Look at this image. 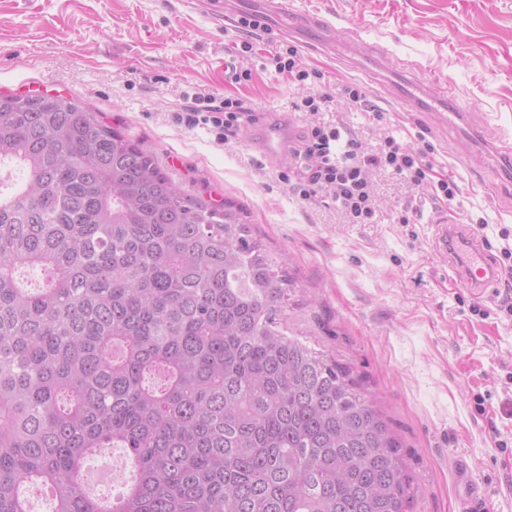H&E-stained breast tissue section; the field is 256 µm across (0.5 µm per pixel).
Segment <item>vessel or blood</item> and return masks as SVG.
<instances>
[{
    "label": "vessel or blood",
    "mask_w": 512,
    "mask_h": 512,
    "mask_svg": "<svg viewBox=\"0 0 512 512\" xmlns=\"http://www.w3.org/2000/svg\"><path fill=\"white\" fill-rule=\"evenodd\" d=\"M238 8L256 14L264 24L273 22L282 16L288 17L291 32L297 34L303 43H316L324 53L339 55L340 50L331 44L326 32V23L315 15L292 11L288 0H238ZM441 91L438 96H426L423 81L415 70L408 69L398 74L393 85L396 99L409 101L424 113H448L450 123L465 121L466 112L462 108H449V101L455 97V90L447 79L439 81ZM254 144L270 161L277 162L288 154L290 140L284 128L268 126L255 130L251 134ZM432 247L436 254L448 256L457 263L455 272L458 282L472 291L479 292L493 286L498 279V265L482 240L474 236L462 224H435L432 235ZM456 477L463 487L459 512H484L486 490L471 478V467L462 463L456 468Z\"/></svg>",
    "instance_id": "vessel-or-blood-1"
}]
</instances>
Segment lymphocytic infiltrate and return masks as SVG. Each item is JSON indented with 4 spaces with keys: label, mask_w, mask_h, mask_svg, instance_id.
Segmentation results:
<instances>
[{
    "label": "lymphocytic infiltrate",
    "mask_w": 512,
    "mask_h": 512,
    "mask_svg": "<svg viewBox=\"0 0 512 512\" xmlns=\"http://www.w3.org/2000/svg\"><path fill=\"white\" fill-rule=\"evenodd\" d=\"M183 98V108L174 113V121L191 129L201 126L214 131L220 143L258 121L252 106L236 96L219 99L195 91L184 93ZM331 100L328 93L312 90L292 103L293 111L305 114L306 120L291 149L290 164L279 178L295 197L307 202L331 201L349 223L366 224L375 213L370 174L383 170L438 203L453 204L460 188L452 176L437 171L430 146L408 148L388 136L377 152H365L344 125L317 121L318 112Z\"/></svg>",
    "instance_id": "f902f5d3"
}]
</instances>
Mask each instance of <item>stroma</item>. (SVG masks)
I'll use <instances>...</instances> for the list:
<instances>
[{"instance_id":"35a3bbf8","label":"stroma","mask_w":512,"mask_h":512,"mask_svg":"<svg viewBox=\"0 0 512 512\" xmlns=\"http://www.w3.org/2000/svg\"><path fill=\"white\" fill-rule=\"evenodd\" d=\"M186 0H0V92L75 97L97 118L151 151L184 193L236 210L290 281L288 328L350 371L383 411L416 489L408 512H457L455 462L474 465L490 512H512V316L496 289L457 287L447 257L430 247L440 218L487 221L492 251L512 246V197L489 195L512 182L498 149L512 144V0H292L329 19L337 36L360 29L351 47L383 51L389 81L414 64L426 81L448 77L468 114L460 126L431 124L388 96L382 81L313 53L322 88L357 82L383 120L350 110L344 98L321 112L368 149L385 135L429 144L461 194L454 207L418 199L421 217L396 214L410 189L373 177L376 216L350 224L335 210L296 199L278 168L251 146L178 125L181 94L247 98L267 119L289 118L297 86L265 68L268 49L292 44L264 33L241 52L234 20ZM251 72L248 81L236 74Z\"/></svg>"}]
</instances>
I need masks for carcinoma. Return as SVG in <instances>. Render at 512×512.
I'll list each match as a JSON object with an SVG mask.
<instances>
[{
    "instance_id": "cac0c4a2",
    "label": "carcinoma",
    "mask_w": 512,
    "mask_h": 512,
    "mask_svg": "<svg viewBox=\"0 0 512 512\" xmlns=\"http://www.w3.org/2000/svg\"><path fill=\"white\" fill-rule=\"evenodd\" d=\"M286 301L235 212L80 100L0 93V512L31 485L51 512H406L381 411ZM108 448L112 501L85 484Z\"/></svg>"
}]
</instances>
